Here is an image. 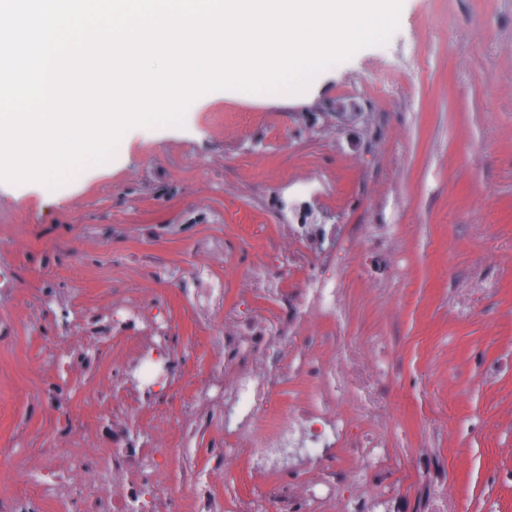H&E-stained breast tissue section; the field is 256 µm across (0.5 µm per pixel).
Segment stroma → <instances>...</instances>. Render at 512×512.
I'll list each match as a JSON object with an SVG mask.
<instances>
[{"mask_svg":"<svg viewBox=\"0 0 512 512\" xmlns=\"http://www.w3.org/2000/svg\"><path fill=\"white\" fill-rule=\"evenodd\" d=\"M126 139L120 160L52 193L0 183V445L14 461L43 480L40 449L67 456L40 393L57 379L64 409L112 437L102 403L124 370L111 339L69 336L107 349L109 382L44 362L67 310L105 313L118 288L156 296L181 369L202 378L226 319L274 317L275 299L237 280L264 266L293 278L276 244L298 225L344 255L342 318L310 315L302 333L340 339L316 355L349 363L352 429L382 444L392 485L374 512H512V0H403L387 44L304 97H213L183 126ZM212 277L224 296L185 310ZM223 414L175 435L179 455L145 480L179 499L223 447Z\"/></svg>","mask_w":512,"mask_h":512,"instance_id":"stroma-1","label":"stroma"}]
</instances>
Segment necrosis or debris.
<instances>
[{"instance_id":"necrosis-or-debris-1","label":"necrosis or debris","mask_w":512,"mask_h":512,"mask_svg":"<svg viewBox=\"0 0 512 512\" xmlns=\"http://www.w3.org/2000/svg\"><path fill=\"white\" fill-rule=\"evenodd\" d=\"M282 250L301 256L309 276L296 279L285 289L279 286L281 275L276 270L242 278L240 285L246 289L276 286L279 315L271 323L263 318L238 322L211 337L219 362L198 387L199 402L181 405L177 422L188 431L208 425L214 399H222L224 445L211 452V473L233 470L242 454L258 468L240 512H367L366 500H349L339 493L341 486L358 480L360 466L329 462L311 475L270 477L264 473L282 450L302 448L313 457L319 449L334 446L346 435L353 410L344 392L346 366L327 365L312 357L309 349L318 344V337L298 333L305 313L340 312V285L334 276L339 259L332 251H311L300 237L283 243ZM142 305V300L130 298L113 302L110 315L99 328L112 337L129 340L125 368L135 381L126 397L153 406L167 402L185 380L176 365L180 347L170 341L172 324L145 326ZM287 364L317 381L319 388L309 400L274 414L269 404L283 383ZM63 428L71 441L70 455L62 461L50 459L49 467L75 490L83 512H169L167 488L154 483L149 493H142L138 476L147 466L165 468L173 449L145 448L129 433L113 432L111 447L98 451L100 471L108 472L110 483L122 487L119 495L109 499L96 489L98 471L84 461L85 444L96 435L95 422L72 415L64 417ZM17 484L9 500H0V512H33L39 502L54 494L48 483L23 471Z\"/></svg>"}]
</instances>
